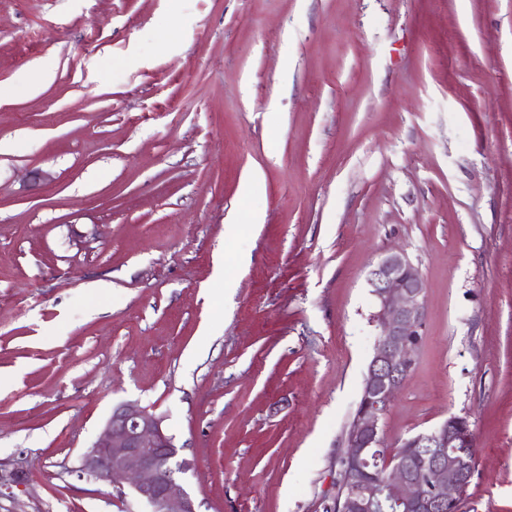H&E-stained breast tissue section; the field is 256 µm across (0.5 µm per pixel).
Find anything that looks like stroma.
<instances>
[{
    "instance_id": "35a3bbf8",
    "label": "stroma",
    "mask_w": 512,
    "mask_h": 512,
    "mask_svg": "<svg viewBox=\"0 0 512 512\" xmlns=\"http://www.w3.org/2000/svg\"><path fill=\"white\" fill-rule=\"evenodd\" d=\"M0 84V512H128L123 402L198 512H325L395 249L386 443L467 417L458 512H512V0H0ZM163 418L135 403L112 409L98 441L80 457V470L116 485L128 484L135 504L145 512H198L184 475L194 463L179 459L174 437Z\"/></svg>"
}]
</instances>
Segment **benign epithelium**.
Instances as JSON below:
<instances>
[{"label":"benign epithelium","instance_id":"7a95c632","mask_svg":"<svg viewBox=\"0 0 512 512\" xmlns=\"http://www.w3.org/2000/svg\"><path fill=\"white\" fill-rule=\"evenodd\" d=\"M380 327L368 365L362 401L346 435L344 462L357 474L343 483L336 512H385L387 508L439 512L457 505L472 467L466 448L475 444L464 418L450 417L429 432L401 440L418 449L419 472L384 452L381 420L401 389V377L413 369L424 335V280L403 251L385 253L367 279ZM163 418L136 403L112 409L98 441L80 457V470L116 485L129 487L145 512H197L184 475L194 463L178 458L174 437ZM378 468V480L369 478Z\"/></svg>","mask_w":512,"mask_h":512}]
</instances>
